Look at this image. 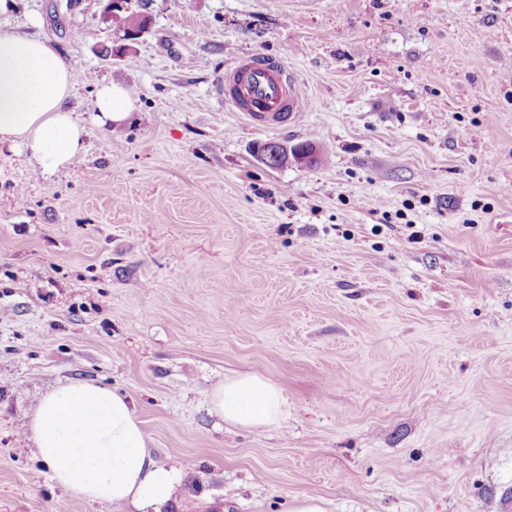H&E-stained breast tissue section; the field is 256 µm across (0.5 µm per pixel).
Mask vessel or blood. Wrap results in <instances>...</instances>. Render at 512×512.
Listing matches in <instances>:
<instances>
[{
    "mask_svg": "<svg viewBox=\"0 0 512 512\" xmlns=\"http://www.w3.org/2000/svg\"><path fill=\"white\" fill-rule=\"evenodd\" d=\"M224 102L262 128L296 124L307 109L300 85L282 61L249 55L225 68Z\"/></svg>",
    "mask_w": 512,
    "mask_h": 512,
    "instance_id": "1",
    "label": "vessel or blood"
}]
</instances>
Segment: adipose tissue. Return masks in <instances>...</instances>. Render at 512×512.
<instances>
[{
  "instance_id": "1",
  "label": "adipose tissue",
  "mask_w": 512,
  "mask_h": 512,
  "mask_svg": "<svg viewBox=\"0 0 512 512\" xmlns=\"http://www.w3.org/2000/svg\"><path fill=\"white\" fill-rule=\"evenodd\" d=\"M75 87L73 68L46 40L0 28V145L22 147L44 175L69 167L85 149L86 126L69 105ZM134 109L130 91L113 82L100 86L93 103L102 126H122ZM212 407L225 422L249 428L277 424L285 413L280 390L256 373L218 385ZM29 432L57 485L116 512L164 504L184 476L153 460L129 401L96 383L51 387Z\"/></svg>"
}]
</instances>
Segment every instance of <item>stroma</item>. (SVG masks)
<instances>
[{
  "label": "stroma",
  "instance_id": "35a3bbf8",
  "mask_svg": "<svg viewBox=\"0 0 512 512\" xmlns=\"http://www.w3.org/2000/svg\"><path fill=\"white\" fill-rule=\"evenodd\" d=\"M7 0L76 74L85 151L0 147V512H113L51 478L25 425L60 383L132 402L184 479L160 512H512V0ZM283 59L285 128L224 104ZM129 122L98 125L101 82ZM269 141L311 148L271 169ZM256 373L287 413L231 425ZM109 10L105 11L106 16L110 18L112 16V25L119 31H122L124 35L140 29L143 26L144 18L139 12L131 10L129 7L122 8L123 0H107ZM116 7H118L116 9ZM116 9L114 12L112 10ZM224 103L262 128L297 123L307 100L281 60L239 56L224 70ZM135 109V100L122 84L109 82L98 89L93 103L94 119L101 126L120 127ZM212 407L225 422L249 428L277 424L285 414L280 390L256 373L218 385L212 392Z\"/></svg>",
  "mask_w": 512,
  "mask_h": 512
}]
</instances>
